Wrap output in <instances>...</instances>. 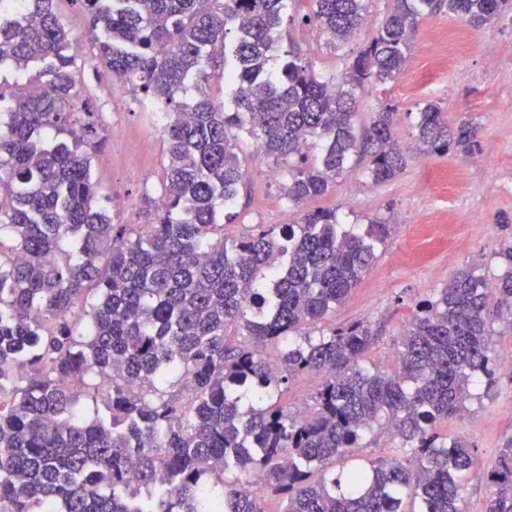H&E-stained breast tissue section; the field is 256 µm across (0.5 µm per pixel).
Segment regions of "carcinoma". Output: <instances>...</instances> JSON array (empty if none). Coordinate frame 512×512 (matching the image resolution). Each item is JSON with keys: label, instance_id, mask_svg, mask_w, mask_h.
<instances>
[{"label": "carcinoma", "instance_id": "obj_1", "mask_svg": "<svg viewBox=\"0 0 512 512\" xmlns=\"http://www.w3.org/2000/svg\"><path fill=\"white\" fill-rule=\"evenodd\" d=\"M83 2L99 65L163 113L165 206L146 198L150 223L135 228L97 207L96 145L68 122L77 70L56 0L1 16L0 64L39 67L46 81L38 94L20 87L0 122V229L13 241L0 248V512H265L269 493L283 496L280 512H463L473 447L438 427L493 383L494 325L512 329V247L499 253L501 274L473 267L418 302L384 372L364 363L367 322L295 335L345 301L393 225L348 228L336 210L314 209L228 237L223 221L243 180V135L277 165L300 159L281 184L296 208L355 155L378 185L418 154L474 151L476 125L448 124L432 102L417 113L416 155L395 138L392 105L359 135V97L399 79L426 7L484 26L508 0H394L331 73L296 54L271 68L284 13L336 51L363 28L367 0ZM77 304L88 306L80 336ZM299 375L320 382L294 414L281 398ZM172 379L190 400L162 389ZM79 385L101 395L91 419ZM376 427L411 464L328 473ZM482 477V512H512V438Z\"/></svg>", "mask_w": 512, "mask_h": 512}]
</instances>
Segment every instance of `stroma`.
Instances as JSON below:
<instances>
[{
	"mask_svg": "<svg viewBox=\"0 0 512 512\" xmlns=\"http://www.w3.org/2000/svg\"><path fill=\"white\" fill-rule=\"evenodd\" d=\"M56 10L71 33L83 36L84 52L77 59L80 93L71 122L97 144L92 171L99 202L113 223H146L143 199L159 192L164 159L158 115L143 111L128 87L95 62L82 0H58ZM281 38L318 69L344 67L343 52L327 51L314 26L283 23ZM428 101L436 102L449 122L472 120L478 128L474 153L452 150L413 159L380 185L369 180L366 159L356 156L335 187L309 203L313 209L337 210L346 224L382 218L394 226L358 287L326 319L308 328L316 337L334 326L370 322L375 340L366 362L385 371L395 366V342L418 301L445 287L474 257H482V270L496 272L499 251L512 245V230L496 224L498 215H512L511 12L482 27L449 16L444 8L426 13L403 75L393 84L366 87L360 118L369 120L383 106H395L401 114L396 137L411 151L418 143L414 115ZM116 126L122 137H113ZM239 151L246 158L245 175L225 234L298 221L301 210L288 208L278 181L269 176L272 162L253 140L240 139ZM441 429L474 446L477 473L464 479L463 496L467 506L482 504L489 486L480 472L491 467L503 442L512 437V375L498 372L487 396L473 401L463 417L443 422ZM404 455L398 440L378 430L334 468L342 472Z\"/></svg>",
	"mask_w": 512,
	"mask_h": 512,
	"instance_id": "1",
	"label": "stroma"
}]
</instances>
